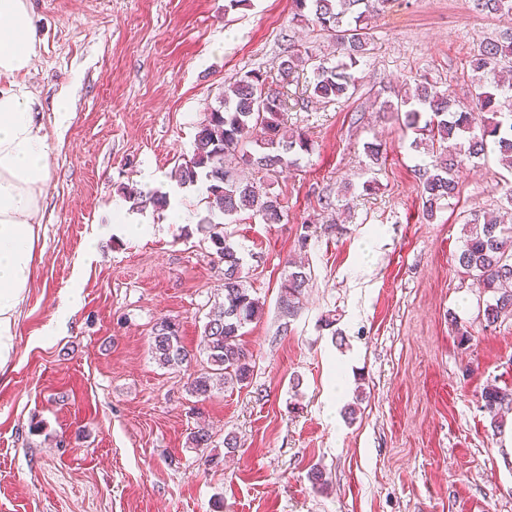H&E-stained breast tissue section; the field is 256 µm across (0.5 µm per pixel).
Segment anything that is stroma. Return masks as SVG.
<instances>
[{
	"instance_id": "obj_1",
	"label": "stroma",
	"mask_w": 512,
	"mask_h": 512,
	"mask_svg": "<svg viewBox=\"0 0 512 512\" xmlns=\"http://www.w3.org/2000/svg\"><path fill=\"white\" fill-rule=\"evenodd\" d=\"M31 4L45 44L23 84L48 136L51 187L0 368V512H512V433L493 434L481 401L490 384L512 391V319L485 324L488 298L457 262L466 218L502 205L512 171L464 166L458 197L425 220L423 156L383 109L421 77L471 101L469 60L512 16L472 0H387L349 99L318 101L308 69L285 87L288 126L312 149L270 187L284 215L224 227L263 305L240 338L253 372L199 399L150 350L169 317L193 370L207 368L205 316L223 298L222 265L196 225L203 194L175 172L235 76L272 68L291 46L328 59L335 46L293 21L291 0ZM370 142L385 161L370 162ZM125 186L171 205L134 210ZM179 208L193 223H178ZM294 260L312 279L291 317L279 296ZM200 418L207 449L188 443ZM211 453L219 465L205 463ZM315 466L324 487L308 479Z\"/></svg>"
}]
</instances>
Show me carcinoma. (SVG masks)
Instances as JSON below:
<instances>
[{"label":"carcinoma","instance_id":"obj_1","mask_svg":"<svg viewBox=\"0 0 512 512\" xmlns=\"http://www.w3.org/2000/svg\"><path fill=\"white\" fill-rule=\"evenodd\" d=\"M387 0H291L293 19L308 22L336 41V60H319L311 52L290 48L271 69L250 70L224 90V107L207 113L200 123L190 159L179 166L178 184L186 187L200 179L207 182L204 202L225 222L206 219L200 231L215 255L224 263L223 301L206 315L203 326L210 370L190 373L187 390L206 398L218 385L241 384L249 379L252 365L239 331L258 319L263 304L252 294L238 249L224 234V223L250 211L268 223L282 216L280 198L267 188L268 180L296 164L293 156L309 151L302 134H288L283 116L288 101L282 89L300 71L310 68L313 94L326 103L349 98L357 85L355 69L369 51V20ZM476 10L490 16H511L512 0H473ZM476 82V107L459 104L448 90L426 78L414 80L400 101L385 104L396 113L403 127L415 137L412 147L423 148L434 157L431 167L415 169L419 181L423 215L432 220L440 202L459 193L454 172L467 161L484 160L493 152L512 169V34L487 38L469 60ZM139 210L168 207L164 193L127 191ZM463 273L492 301L483 310L487 325L512 317V228L499 214L486 212L465 222L464 244L458 255ZM309 276L292 271L281 283L280 306L288 316L299 309ZM151 354L161 365L189 370L191 355L181 342L179 324L159 319L152 328ZM483 409L490 417L493 434L505 426L502 412L512 409V393L495 385L481 394Z\"/></svg>","mask_w":512,"mask_h":512}]
</instances>
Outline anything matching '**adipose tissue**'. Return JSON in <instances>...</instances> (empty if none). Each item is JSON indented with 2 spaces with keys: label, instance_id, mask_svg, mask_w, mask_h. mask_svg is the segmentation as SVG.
Segmentation results:
<instances>
[{
  "label": "adipose tissue",
  "instance_id": "ef3b65f1",
  "mask_svg": "<svg viewBox=\"0 0 512 512\" xmlns=\"http://www.w3.org/2000/svg\"><path fill=\"white\" fill-rule=\"evenodd\" d=\"M41 47L30 0H0V366L32 279L36 219L51 177L47 135L21 83Z\"/></svg>",
  "mask_w": 512,
  "mask_h": 512
}]
</instances>
